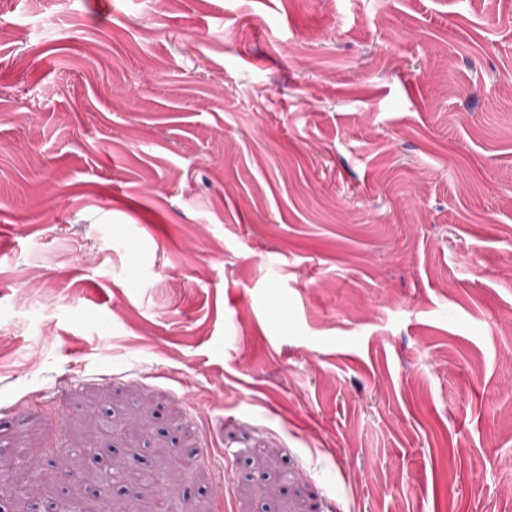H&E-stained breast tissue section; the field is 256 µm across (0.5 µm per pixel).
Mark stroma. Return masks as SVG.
I'll return each mask as SVG.
<instances>
[{
    "instance_id": "1",
    "label": "stroma",
    "mask_w": 512,
    "mask_h": 512,
    "mask_svg": "<svg viewBox=\"0 0 512 512\" xmlns=\"http://www.w3.org/2000/svg\"><path fill=\"white\" fill-rule=\"evenodd\" d=\"M116 453L512 512V0H0V475L110 512Z\"/></svg>"
}]
</instances>
